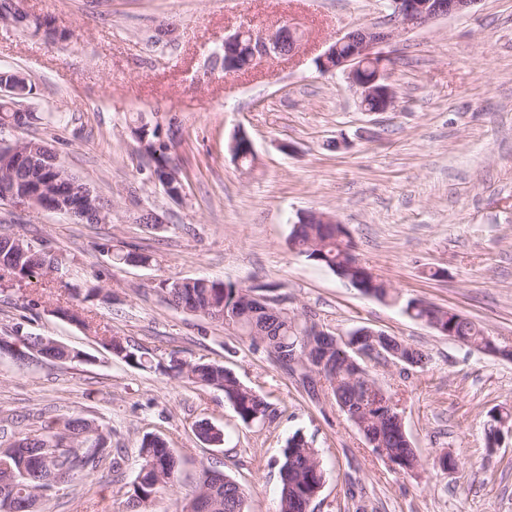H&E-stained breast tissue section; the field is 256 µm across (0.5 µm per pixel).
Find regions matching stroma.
Segmentation results:
<instances>
[{
  "instance_id": "obj_1",
  "label": "stroma",
  "mask_w": 512,
  "mask_h": 512,
  "mask_svg": "<svg viewBox=\"0 0 512 512\" xmlns=\"http://www.w3.org/2000/svg\"><path fill=\"white\" fill-rule=\"evenodd\" d=\"M66 40L0 23V69L23 74L37 118L0 127V143L33 138L110 200L103 224L42 209L0 206V234L54 253L60 277L0 282V336H47L84 360L17 362L0 352V427L5 439L51 418L80 414L112 432L120 473L101 466L62 485L44 512H124L145 435L166 439L183 465L155 512H176L202 468L248 490L247 512H277L282 450L294 433L317 448L326 482L310 512H512V437L487 448L489 410L512 412V359L461 344L399 303L362 294L292 250L301 215L336 217L362 263L401 300L423 299L478 323L512 346V0H478L468 13L401 32L380 50L396 102L368 113L341 74L314 60L361 26H385L388 0H23ZM290 25L293 55L245 73L210 69L226 34ZM179 123L185 192L174 200L141 174L132 129ZM253 143L252 166L229 151L235 132ZM164 224H143L142 214ZM148 255L113 265L98 245ZM209 277L270 286L290 315L345 335L365 326L428 356L424 368L367 363L399 403L420 466L394 469L375 456L329 397L312 399L249 339L169 307L164 280ZM97 286L99 296L74 297ZM37 301L27 311L28 301ZM92 318L130 340L149 363L113 357L93 333L58 315ZM218 362L265 397L273 414L243 424L223 392L170 371L171 359ZM209 421L214 446L196 436ZM456 460L438 465L440 455Z\"/></svg>"
}]
</instances>
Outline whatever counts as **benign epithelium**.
<instances>
[{"mask_svg": "<svg viewBox=\"0 0 512 512\" xmlns=\"http://www.w3.org/2000/svg\"><path fill=\"white\" fill-rule=\"evenodd\" d=\"M9 9L8 23L24 27L32 22L38 29L45 30L55 37L61 29L51 19L31 20L19 0H5ZM392 13L389 27L362 26L348 32L334 41L323 54L315 59L318 70L324 74L341 73L347 82L355 88L359 96V107L363 112H385L394 103V91L388 84V59L377 51L380 44L390 40L396 31L426 24L438 17L461 15L469 12L479 0H390ZM299 41L298 33L286 25L278 29L258 34L252 28L241 26L224 36L221 50L224 51V72L230 74L239 55L249 56L255 62L261 58L283 57L291 55ZM27 86L24 84L0 85V98L6 101L10 117L6 124L22 126L27 120L29 109L22 102ZM3 164L12 171H25L41 167L46 176L35 182L17 186L8 179L0 181V203H8L16 208H39L77 219L84 214H93L98 220L108 218L111 206L95 195L89 187L81 185L67 199L55 195L52 186L69 176V171L57 164L56 151L49 143L39 145V149L28 146L23 141L12 145ZM404 341L395 340V345L381 349L376 344L362 346L357 343L350 346L353 356L347 357L350 365L349 380L359 388L374 389L378 384L365 378L362 362L370 360L385 365L396 364ZM320 353L309 344L303 353L295 358L296 365L303 369H312L313 381L322 384L314 369L319 364Z\"/></svg>", "mask_w": 512, "mask_h": 512, "instance_id": "benign-epithelium-1", "label": "benign epithelium"}]
</instances>
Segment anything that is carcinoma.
I'll list each match as a JSON object with an SVG mask.
<instances>
[{
  "mask_svg": "<svg viewBox=\"0 0 512 512\" xmlns=\"http://www.w3.org/2000/svg\"><path fill=\"white\" fill-rule=\"evenodd\" d=\"M137 130L147 136L157 166L161 167L171 159L168 141L179 133L173 129V124H168L165 130L158 123L149 127L141 125ZM14 241V237L0 236V280L7 276L44 275L49 267L58 263L56 256L45 250L38 255L15 258ZM291 245L313 263L342 279L348 277L343 260L352 248V242L345 225L338 224L327 233L320 224H304L300 234L291 240ZM360 284L364 293L379 300L394 299L391 288L371 273ZM162 291L170 306L218 322L248 337L253 344L258 335L277 340L279 354L274 359L285 368L288 367V354L302 348L303 338L283 309L270 303L269 310L254 312L240 296L241 288L236 284L204 277L182 278L164 281ZM403 311L416 320L436 319L442 328L452 330L454 337L469 347L485 350L494 344V340L472 320L437 307L423 308L418 299L407 300ZM100 340L113 356L128 365L144 367L149 362L144 352L120 336L104 335ZM402 358V365L408 368H422L427 364L426 355L417 348L403 350ZM171 369L193 383L224 392V398L245 425L273 413L263 397L242 384L221 364L200 361L188 363L184 368L173 365ZM320 392L331 397L341 412L357 406L358 397L351 387L336 390L328 386L319 392L312 391V395ZM357 429L365 439L379 441L378 447L384 449L388 459L399 469L408 471L420 465L415 451L383 408L366 411ZM197 435L215 446L224 441L223 432L206 421L200 422ZM138 457V469L126 499V509L127 512H152L157 498L179 482L181 460L167 442L156 435L144 436ZM105 461L113 468L120 466L118 460L112 459L110 433L101 425L80 416L53 418L41 427V433L25 435L6 447L0 445V512H4L1 505L8 500L13 504L14 512H41V505L56 495L52 486L63 467L71 471L65 480L68 484ZM280 480L279 512H306L317 496L316 490L326 481L318 451L298 432L288 439L283 449ZM246 501V490L231 476L201 478L192 493L183 498L178 512H246Z\"/></svg>",
  "mask_w": 512,
  "mask_h": 512,
  "instance_id": "1",
  "label": "carcinoma"
}]
</instances>
